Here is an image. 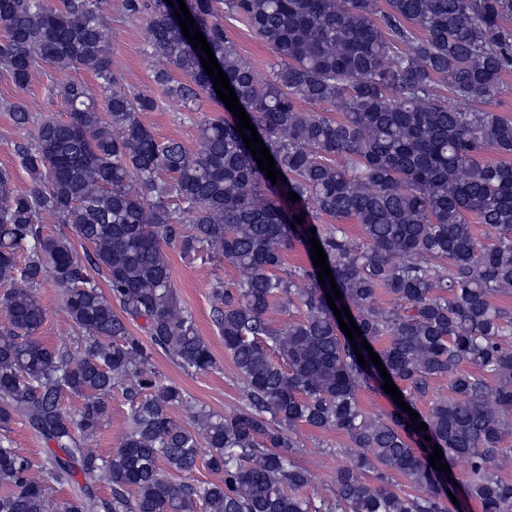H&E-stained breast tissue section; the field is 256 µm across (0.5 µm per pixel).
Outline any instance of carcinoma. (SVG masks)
<instances>
[{
	"instance_id": "carcinoma-1",
	"label": "carcinoma",
	"mask_w": 512,
	"mask_h": 512,
	"mask_svg": "<svg viewBox=\"0 0 512 512\" xmlns=\"http://www.w3.org/2000/svg\"><path fill=\"white\" fill-rule=\"evenodd\" d=\"M105 2L0 0V70L14 85L27 87L48 64L92 72L106 94L102 112L85 82L61 85L65 120L9 106L26 133L14 154L32 185L19 188L0 170V284L11 286L0 301V428L22 419L51 457L36 481L28 458L0 445L9 486L0 512H50L53 483L77 486L61 512H197L200 503L205 512H449L454 483L429 463L436 446L442 462H467L461 487L475 512H512V481L498 470L512 455V308L495 302L512 294V115L482 108L512 73V0H184L285 176L275 184L230 111L198 125L196 153L142 123L140 113L160 104L112 73ZM122 9L144 19L167 99L188 107L201 93L217 97L176 9L166 0H122ZM225 14L276 53L271 78L258 80L237 52ZM46 215L70 226L86 256L67 235L44 232ZM472 216L492 240L479 237ZM349 218L363 242L338 225ZM312 227L343 293L336 306H348L362 331L355 341L373 347L402 400L413 408L434 380L448 379L449 395L419 414L428 430H412L395 402L374 417L361 408L359 385L383 389L381 371L363 347L359 364L312 260L285 268L295 244L311 254ZM167 246L238 271L212 295L242 400L224 415L193 408L191 429L169 414L188 400L158 382L153 351L187 372L215 360L180 304ZM49 279L83 333L75 351L39 339L38 290ZM291 307L299 318H269ZM135 319L149 341L129 330ZM116 386L128 430L103 457L91 443ZM67 395L81 399L73 414L61 406ZM300 426L349 440L323 448L347 457L329 499L306 493ZM204 454L217 481L171 479ZM98 477L107 498L91 484Z\"/></svg>"
}]
</instances>
